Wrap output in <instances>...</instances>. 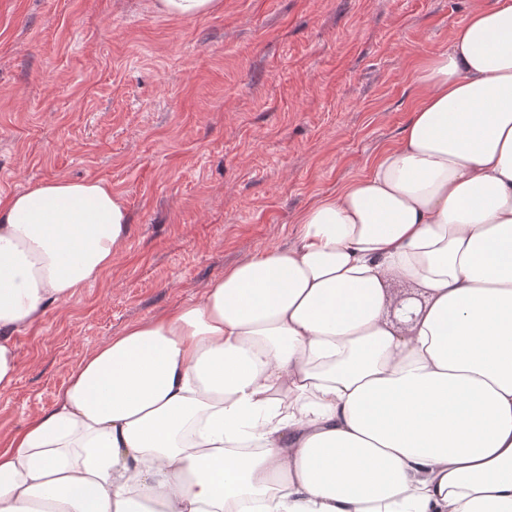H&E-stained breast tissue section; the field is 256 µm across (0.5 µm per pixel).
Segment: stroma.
I'll return each instance as SVG.
<instances>
[{"label":"stroma","mask_w":512,"mask_h":512,"mask_svg":"<svg viewBox=\"0 0 512 512\" xmlns=\"http://www.w3.org/2000/svg\"><path fill=\"white\" fill-rule=\"evenodd\" d=\"M471 0H0V197L103 180L132 228L112 267L15 338L0 444L98 345L295 242L298 213L396 141L415 62ZM161 13L179 18H194L219 9L221 0H156Z\"/></svg>","instance_id":"stroma-1"}]
</instances>
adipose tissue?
<instances>
[{"label":"adipose tissue","instance_id":"obj_1","mask_svg":"<svg viewBox=\"0 0 512 512\" xmlns=\"http://www.w3.org/2000/svg\"><path fill=\"white\" fill-rule=\"evenodd\" d=\"M416 83L293 246L86 356L0 448V512H512V0H473ZM130 231L102 180L0 197L1 388Z\"/></svg>","mask_w":512,"mask_h":512}]
</instances>
